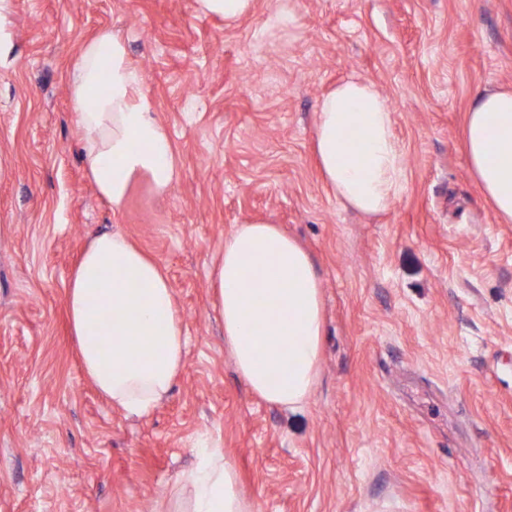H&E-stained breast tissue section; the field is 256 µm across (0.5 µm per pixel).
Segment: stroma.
Segmentation results:
<instances>
[{
  "label": "stroma",
  "instance_id": "1",
  "mask_svg": "<svg viewBox=\"0 0 512 512\" xmlns=\"http://www.w3.org/2000/svg\"><path fill=\"white\" fill-rule=\"evenodd\" d=\"M122 34L177 178L96 191L70 98L82 44ZM392 108L407 182L343 208L314 152L344 78ZM512 89V0H9L0 15V512H185L182 476L220 441L254 512H512V223L463 149L478 91ZM279 225L322 279L320 382L288 411L248 390L209 271L234 225ZM155 257L188 335L144 417L85 375L68 277L89 238ZM253 0H196L198 11L204 14L224 16L225 21L236 22L247 15L253 6Z\"/></svg>",
  "mask_w": 512,
  "mask_h": 512
}]
</instances>
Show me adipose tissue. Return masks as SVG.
<instances>
[{"label":"adipose tissue","instance_id":"ef3b65f1","mask_svg":"<svg viewBox=\"0 0 512 512\" xmlns=\"http://www.w3.org/2000/svg\"><path fill=\"white\" fill-rule=\"evenodd\" d=\"M142 81L125 41L109 30L81 46L71 74L89 176L116 211L138 174L149 175L161 192L176 179L172 141L144 101ZM464 143L481 192L511 223L512 90L476 94ZM315 150L341 205L372 216L398 200L405 152L390 103L371 82L351 77L322 98ZM212 277L224 345L237 373L267 403L300 409L319 378L324 326L311 256L278 225L246 221L225 236ZM67 304L87 377L125 414L149 415L182 370L187 347L174 290L159 262L122 233L95 235L70 274ZM185 483L191 488L188 512H254L219 444L208 447Z\"/></svg>","mask_w":512,"mask_h":512}]
</instances>
